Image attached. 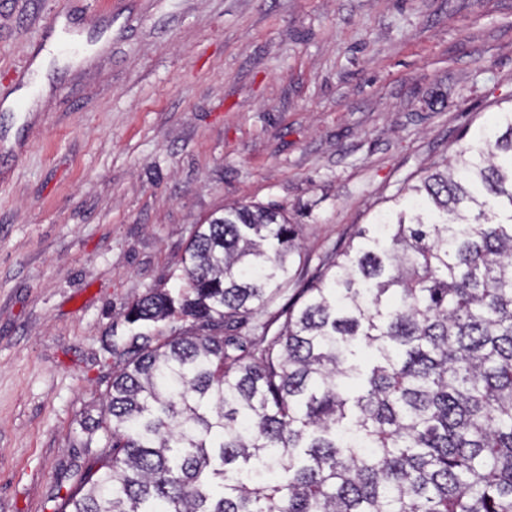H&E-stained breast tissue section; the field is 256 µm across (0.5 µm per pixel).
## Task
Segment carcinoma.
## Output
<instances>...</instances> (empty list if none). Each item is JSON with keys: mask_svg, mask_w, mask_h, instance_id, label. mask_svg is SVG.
Returning <instances> with one entry per match:
<instances>
[{"mask_svg": "<svg viewBox=\"0 0 512 512\" xmlns=\"http://www.w3.org/2000/svg\"><path fill=\"white\" fill-rule=\"evenodd\" d=\"M402 192L250 344L298 232L196 225L179 287L102 338L104 444L55 512H512V109Z\"/></svg>", "mask_w": 512, "mask_h": 512, "instance_id": "obj_1", "label": "carcinoma"}]
</instances>
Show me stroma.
<instances>
[{"mask_svg":"<svg viewBox=\"0 0 512 512\" xmlns=\"http://www.w3.org/2000/svg\"><path fill=\"white\" fill-rule=\"evenodd\" d=\"M0 0V512H54L115 370L108 332L178 287L196 224L283 209L306 282L512 107V0Z\"/></svg>","mask_w":512,"mask_h":512,"instance_id":"obj_1","label":"stroma"}]
</instances>
